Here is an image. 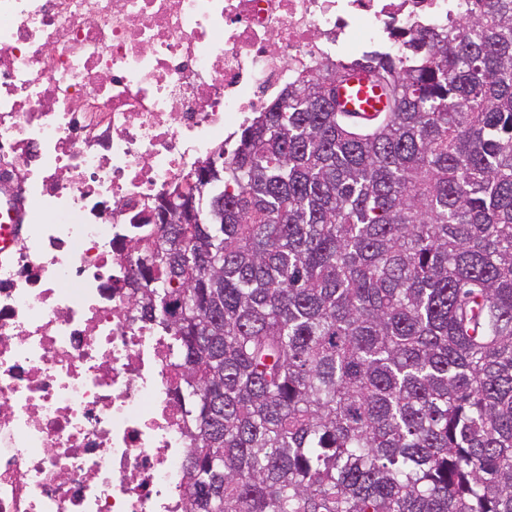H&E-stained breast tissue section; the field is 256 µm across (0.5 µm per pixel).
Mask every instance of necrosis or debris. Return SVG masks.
I'll return each mask as SVG.
<instances>
[{"label":"necrosis or debris","instance_id":"1","mask_svg":"<svg viewBox=\"0 0 512 512\" xmlns=\"http://www.w3.org/2000/svg\"><path fill=\"white\" fill-rule=\"evenodd\" d=\"M469 6L0 0V512H184L183 368L131 242L288 83Z\"/></svg>","mask_w":512,"mask_h":512}]
</instances>
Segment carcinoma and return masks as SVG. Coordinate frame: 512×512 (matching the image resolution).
I'll return each mask as SVG.
<instances>
[{"mask_svg": "<svg viewBox=\"0 0 512 512\" xmlns=\"http://www.w3.org/2000/svg\"><path fill=\"white\" fill-rule=\"evenodd\" d=\"M356 67L389 111H338L346 66L288 84L139 251L185 512H512V0Z\"/></svg>", "mask_w": 512, "mask_h": 512, "instance_id": "1", "label": "carcinoma"}]
</instances>
